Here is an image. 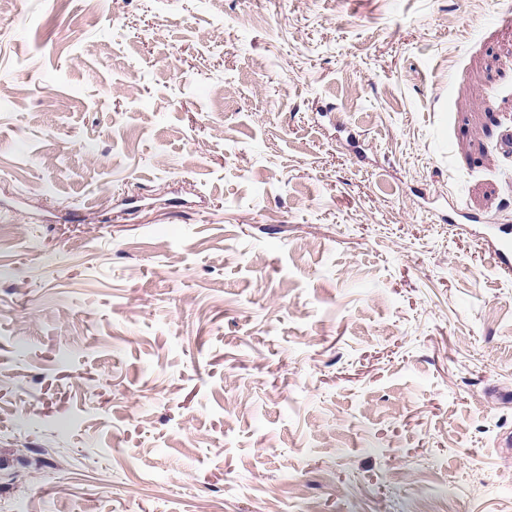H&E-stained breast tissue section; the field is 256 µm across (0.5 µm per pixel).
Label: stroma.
I'll return each mask as SVG.
<instances>
[{
    "instance_id": "obj_1",
    "label": "stroma",
    "mask_w": 512,
    "mask_h": 512,
    "mask_svg": "<svg viewBox=\"0 0 512 512\" xmlns=\"http://www.w3.org/2000/svg\"><path fill=\"white\" fill-rule=\"evenodd\" d=\"M512 0H0V512H512ZM492 246V254L498 270L509 277L512 276V231L503 232ZM510 235V236H509Z\"/></svg>"
}]
</instances>
